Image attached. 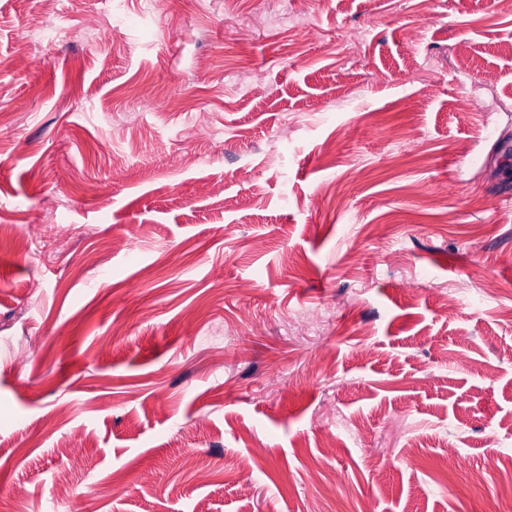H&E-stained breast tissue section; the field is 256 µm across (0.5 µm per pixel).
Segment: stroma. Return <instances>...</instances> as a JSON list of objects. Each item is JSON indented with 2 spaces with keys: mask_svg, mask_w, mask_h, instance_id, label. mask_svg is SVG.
Masks as SVG:
<instances>
[{
  "mask_svg": "<svg viewBox=\"0 0 512 512\" xmlns=\"http://www.w3.org/2000/svg\"><path fill=\"white\" fill-rule=\"evenodd\" d=\"M102 9L0 0V512H512V0Z\"/></svg>",
  "mask_w": 512,
  "mask_h": 512,
  "instance_id": "35a3bbf8",
  "label": "stroma"
}]
</instances>
